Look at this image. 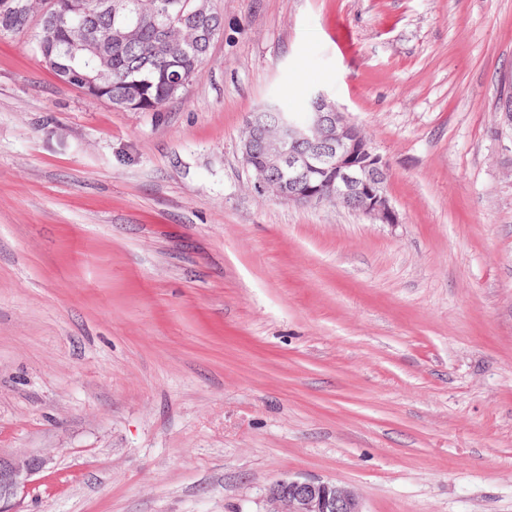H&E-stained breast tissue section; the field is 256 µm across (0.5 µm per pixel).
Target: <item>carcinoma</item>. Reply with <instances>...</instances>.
I'll list each match as a JSON object with an SVG mask.
<instances>
[{"label": "carcinoma", "mask_w": 512, "mask_h": 512, "mask_svg": "<svg viewBox=\"0 0 512 512\" xmlns=\"http://www.w3.org/2000/svg\"><path fill=\"white\" fill-rule=\"evenodd\" d=\"M132 7L146 6L162 16L170 24L167 46L161 34L153 28H140L124 41L109 39L111 28L120 20L102 21L94 30L96 39L103 43L102 59L107 65L105 72L110 89L105 95L112 106L141 112H159L171 100L175 77L191 81L198 67L205 61L197 42L194 28L176 19L177 9L191 11L196 0H130ZM70 17L58 18L50 24L49 31L38 28L34 33V47L38 54L52 51V57L60 64L56 76L65 82L82 87V76L91 64L84 51L70 52L67 28ZM31 22L15 15L0 17V35L18 34L30 30Z\"/></svg>", "instance_id": "cac0c4a2"}]
</instances>
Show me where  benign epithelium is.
Returning a JSON list of instances; mask_svg holds the SVG:
<instances>
[{"label":"benign epithelium","mask_w":512,"mask_h":512,"mask_svg":"<svg viewBox=\"0 0 512 512\" xmlns=\"http://www.w3.org/2000/svg\"><path fill=\"white\" fill-rule=\"evenodd\" d=\"M215 14L203 5L183 22L198 29L200 43L211 47ZM89 24L79 22L70 44L99 55L86 39ZM244 164L262 194L290 203L338 202L374 223L397 224L398 214L386 192V164L361 127L325 93L298 118L286 112H251L243 130ZM45 466L41 458L0 451V512H13L11 500ZM266 512H362L349 489L308 478H284L266 492Z\"/></svg>","instance_id":"7a95c632"}]
</instances>
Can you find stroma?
<instances>
[{
    "label": "stroma",
    "mask_w": 512,
    "mask_h": 512,
    "mask_svg": "<svg viewBox=\"0 0 512 512\" xmlns=\"http://www.w3.org/2000/svg\"><path fill=\"white\" fill-rule=\"evenodd\" d=\"M159 112L0 36V449L15 512H512V0H212ZM348 47H341V40ZM324 89L399 221L262 195L247 115ZM41 458L24 454H5L0 449V511L12 512L11 500L24 489L30 478L45 466ZM266 512H363L349 489L308 478H284L266 492Z\"/></svg>",
    "instance_id": "obj_1"
}]
</instances>
